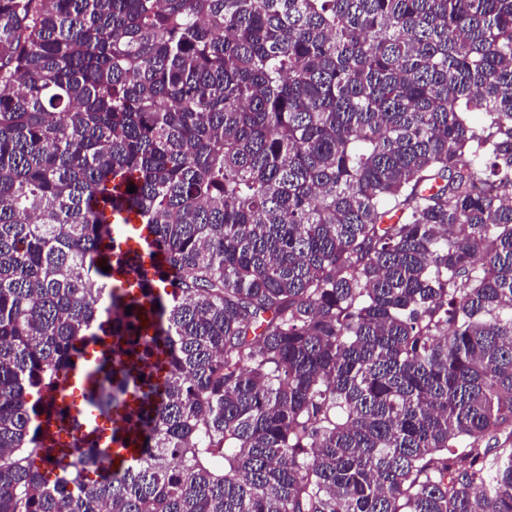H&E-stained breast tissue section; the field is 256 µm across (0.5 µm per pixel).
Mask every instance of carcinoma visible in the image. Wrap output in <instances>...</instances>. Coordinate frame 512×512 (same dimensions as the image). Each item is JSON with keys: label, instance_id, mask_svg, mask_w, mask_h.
<instances>
[{"label": "carcinoma", "instance_id": "obj_1", "mask_svg": "<svg viewBox=\"0 0 512 512\" xmlns=\"http://www.w3.org/2000/svg\"><path fill=\"white\" fill-rule=\"evenodd\" d=\"M0 512H512V0H0ZM130 225L137 224H125L121 235V238L124 240H117L114 243L115 247H120L119 255L114 260L134 258L137 265H139L142 271L147 272L150 279L157 278L156 262L150 256V254L155 252V250L150 245H147L141 240L136 241L137 238L132 236L130 233ZM129 243H136L138 248L134 250L127 249L126 247ZM99 345H90L86 362L80 363L71 370L67 379L60 385L56 395L62 408L68 410L69 422H52L50 431L55 435L57 455H70L74 448L75 439L83 440L86 446L95 444L98 448H112L115 454L127 460L138 457V450L132 445L124 447L121 440L107 427L108 421L95 418L94 421L83 406L84 390L88 386L87 365L90 364L96 353L100 351Z\"/></svg>", "mask_w": 512, "mask_h": 512}]
</instances>
